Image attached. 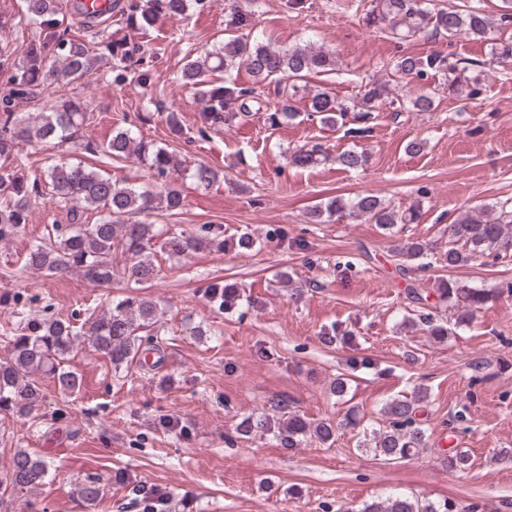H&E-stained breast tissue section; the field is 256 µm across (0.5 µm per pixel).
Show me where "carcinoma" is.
<instances>
[{
    "label": "carcinoma",
    "mask_w": 512,
    "mask_h": 512,
    "mask_svg": "<svg viewBox=\"0 0 512 512\" xmlns=\"http://www.w3.org/2000/svg\"><path fill=\"white\" fill-rule=\"evenodd\" d=\"M202 0H125L117 18L107 26L105 38L90 44L84 37L70 34L64 26L59 0H23L25 15L39 27L36 38L21 47L0 46V74H9L13 84L9 97L0 106V242L16 238L29 223L32 202L42 195L38 180L25 174L26 163L19 145L33 148L51 141L61 145L73 144L112 160L136 159L151 171L155 178L151 186L135 187L123 180L104 176L80 163L54 164L44 172L51 186V196L68 206L70 220L55 224L25 254L19 271L56 273L72 270L99 285L129 280L145 285L157 276L154 263V240L158 234L154 225L131 224L135 214L149 215L162 209L175 215L184 208V196L175 185L174 177L185 171L183 161L166 146L147 142L121 126L108 140L94 144L81 141L84 128L90 124L93 112L90 104L72 97L54 106L49 112L34 117L15 115L14 101L18 96L37 98L52 94L64 81L76 83L107 64L112 81L124 84L133 81L149 89L160 83V75L142 66L144 46L133 44L126 30L130 29L150 43V29L160 14H187L190 2ZM252 11H236L237 29L224 43L203 55L188 60L177 76L184 87L194 89L203 104V127H221L237 117H248L254 111L265 112V123L276 129L300 116L295 106L301 86L297 82L309 74L330 72L336 67L332 52L309 44L304 47H279L242 32L250 26ZM367 21L384 24L392 34L404 39L446 36L474 37L490 43L491 61L512 62V0H506L503 12L493 15L471 3L441 6L437 0H377ZM471 61L431 52L426 55L402 54L391 63V81L403 84L415 79L425 83L439 74L448 93L477 96L481 92L477 77L468 75ZM245 69L253 86H240L233 72ZM274 86V98L265 96V89ZM307 118L327 127L346 125L352 118L351 134L369 129L377 119L380 104L388 99V83L368 82L360 87L349 103H344L326 89L308 92ZM335 160L346 171L365 168L367 152L345 150L331 156L324 144L316 141L288 152L289 165L308 168L321 162ZM93 211L97 220L89 224L83 214ZM365 220L393 230L400 224H413L419 219V207L401 210L386 204L377 195L367 192L353 199L336 196L315 207L307 215L308 223L324 224L332 218ZM246 253L255 241L247 234L225 242L202 234L183 232L168 236L162 247L171 255H185L207 247L224 245ZM120 252L125 263L116 265L112 254ZM490 251L500 259L512 257V199L482 205L460 213L448 225V248L436 251L421 241H407L398 252L403 259L402 270L428 271L436 266L450 270L466 266L477 256ZM512 295V285L503 288H472L454 278L443 279L436 289L435 305L453 312L454 324L471 323L478 312L501 295ZM411 302L422 306L419 322L427 336L442 341L448 338V320L425 308L428 298L419 289L410 287ZM209 302L223 310L237 307L244 299L243 289L235 283H214L205 290ZM9 339V354L0 361V410L26 417L44 398L42 378L49 377L64 394L80 389L77 374L66 368L65 362L83 341L108 359L118 370L134 358L144 371L158 369L163 357L158 339V308L156 302L141 295L114 299L98 314L91 313L81 326L61 318H50L31 310L23 325L5 332ZM427 391L418 387L411 397L395 399L386 407L388 425L373 437L375 455L385 461L411 456L426 445V431L418 419L420 402ZM244 438L273 435L285 450L300 447L308 433L321 443L334 441L336 427L319 423L315 427L296 413L274 419L266 414L244 418L236 427ZM50 463L37 453L18 450L0 484L19 491H32L46 483ZM123 482L139 493L143 512H181L186 501L170 491L144 488L125 473L114 478L89 473L74 488L76 497L88 509L103 502L105 488L111 480ZM456 506L443 503L421 504L402 494H393L378 502L366 504L359 512H455Z\"/></svg>",
    "instance_id": "cac0c4a2"
}]
</instances>
